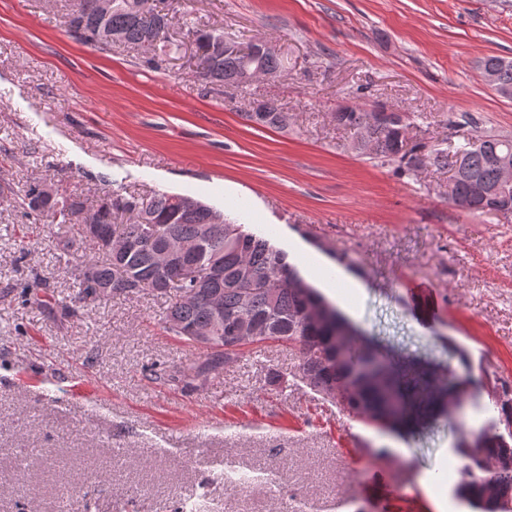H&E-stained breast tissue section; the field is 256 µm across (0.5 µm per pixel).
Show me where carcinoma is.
<instances>
[{
    "mask_svg": "<svg viewBox=\"0 0 512 512\" xmlns=\"http://www.w3.org/2000/svg\"><path fill=\"white\" fill-rule=\"evenodd\" d=\"M97 0H71L64 16L70 35L102 52L129 48L142 58L169 55L180 50L170 40L168 15L149 0H112L101 12ZM187 34L196 47L195 76L215 85H243L245 70L258 68L273 77L282 71L278 54L260 52L253 43L229 49L224 33L190 27ZM482 67L499 71V81L512 88V61L497 56L483 59ZM364 109L353 106L334 112L336 125L360 137L358 154L397 160L412 170L425 145L408 143L409 117L391 112L382 123L363 128ZM245 119L259 126L284 128L287 113L267 100ZM512 160V138L483 136L453 152L434 150L433 161L453 172L449 200L472 214L504 211L512 214V194L496 192L503 160ZM27 218L34 224L58 226L56 258L75 267V287L81 301L129 296L149 288L169 297L163 324L166 332L195 348L206 350L204 370L218 373L224 366L249 357L270 344H287L299 354L294 377L329 401H340L349 415L376 430H390L385 408L395 404L400 424L428 406L437 394L463 401L474 384L470 375H452L435 384L415 371L397 373L375 364L374 347L361 340L358 327L301 275L287 254L270 240L252 233L246 225L216 214L187 196L155 193L131 194L117 188L87 205L81 196L58 184L32 180L15 192ZM123 218L122 224L115 220ZM94 224L97 232L80 237L94 242L103 258H78L79 240L69 235L75 225ZM171 238L196 243L193 261L209 278L177 279L161 268L157 252ZM207 328L208 336L197 330ZM345 330L353 357L336 356V332ZM196 366L167 373L170 382L192 384ZM499 423L509 437L499 433L482 445L463 438L455 451L461 461L456 492L477 512H512V465L501 459L512 455V395H496ZM493 483L497 495H485Z\"/></svg>",
    "mask_w": 512,
    "mask_h": 512,
    "instance_id": "cac0c4a2",
    "label": "carcinoma"
}]
</instances>
